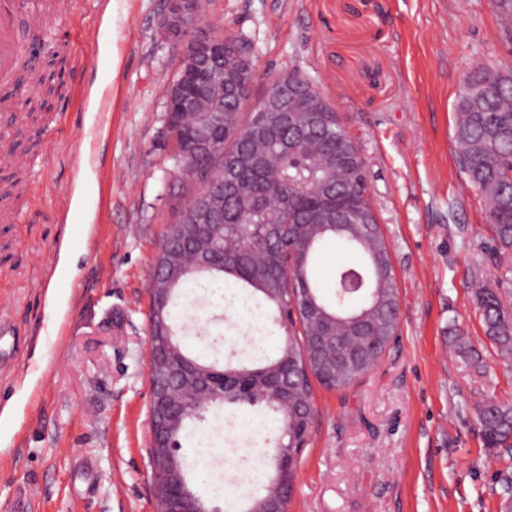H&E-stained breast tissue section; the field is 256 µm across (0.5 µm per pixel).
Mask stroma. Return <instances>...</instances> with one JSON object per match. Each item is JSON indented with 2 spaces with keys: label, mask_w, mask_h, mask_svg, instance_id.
Masks as SVG:
<instances>
[{
  "label": "stroma",
  "mask_w": 512,
  "mask_h": 512,
  "mask_svg": "<svg viewBox=\"0 0 512 512\" xmlns=\"http://www.w3.org/2000/svg\"><path fill=\"white\" fill-rule=\"evenodd\" d=\"M254 69L306 75L365 163L399 293L398 334L353 385L314 389L288 512H512V452L487 448L477 410L512 403V355L485 333L481 287L512 314V251L492 240L462 172L454 105L473 64L512 68L492 0H202ZM162 0H69L63 33L33 66L61 72L46 130L8 125L25 158L16 224L0 223V512H154L148 461V295L179 200L164 92L183 45L158 33ZM225 295L194 286L177 324L208 359L276 355L261 306L248 328ZM232 408L194 421L180 450L229 500L256 467V434Z\"/></svg>",
  "instance_id": "stroma-1"
}]
</instances>
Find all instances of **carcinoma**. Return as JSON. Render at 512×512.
<instances>
[{
	"label": "carcinoma",
	"instance_id": "carcinoma-1",
	"mask_svg": "<svg viewBox=\"0 0 512 512\" xmlns=\"http://www.w3.org/2000/svg\"><path fill=\"white\" fill-rule=\"evenodd\" d=\"M240 40L224 37L221 68L240 70L251 60L238 55ZM251 90L237 95L228 92L224 79H208L194 89L193 108L171 113L172 131L179 142L199 133L206 117L224 113V129L209 157L213 174L224 180V153L234 151L247 157L262 153L270 164L260 171L245 160L235 173L241 186L251 193L230 197L225 208L230 218L224 222V238L212 243L211 262L199 265L190 245L173 235L163 234L162 242L180 252L185 273L171 285L167 299L170 320H176L185 288L196 284L216 292L230 285L244 290L247 297L260 298L289 314L291 298L297 299L299 317L286 318L288 343L273 357H261L252 365L234 366L218 360L192 355L181 344L177 332L173 340L180 352L192 362L227 373L239 385L234 400H209L197 404L189 413L191 420L227 405L238 408L265 405L280 415V433L273 447L292 446L305 441L309 422L299 420L294 409L312 405L310 378L323 387H346L381 358L398 328V295L394 283L382 284L379 274L389 267V249L377 223L371 199L363 198L360 183L367 179L360 159L344 150L349 134L336 113H325L326 122L318 135L295 133L294 125L307 122L294 101L286 117L271 121V130L261 142H246L238 137L241 125L255 115L240 111ZM454 141L460 167L470 184L486 202L492 237L497 247L512 249V71L490 69L483 65L467 68L455 104ZM358 210L372 225V236L360 234L357 224H314L317 212ZM267 224L315 225L313 232L295 235L286 231L277 245L266 238ZM356 250L362 256L357 269L366 285L357 293H330L315 277V268L325 248ZM486 334L505 351H512V317L502 307L499 295L482 288L477 295ZM317 336L333 338L341 354L361 353L362 364L342 372L332 383L306 368V351ZM272 372L290 380L288 407L272 399L277 388L268 379ZM483 436L488 446L499 447L512 441V404L487 402L479 410Z\"/></svg>",
	"mask_w": 512,
	"mask_h": 512
}]
</instances>
